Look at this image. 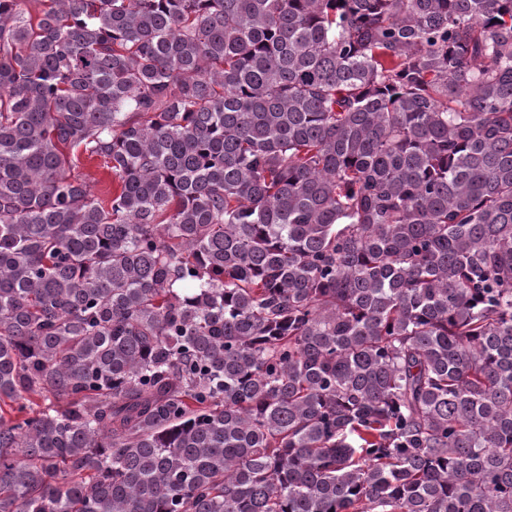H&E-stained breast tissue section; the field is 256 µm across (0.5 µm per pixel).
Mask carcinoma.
Wrapping results in <instances>:
<instances>
[{
	"mask_svg": "<svg viewBox=\"0 0 512 512\" xmlns=\"http://www.w3.org/2000/svg\"><path fill=\"white\" fill-rule=\"evenodd\" d=\"M28 2L0 512H512V0ZM78 172L87 182L91 192L107 206L112 195V179L97 162H82Z\"/></svg>",
	"mask_w": 512,
	"mask_h": 512,
	"instance_id": "1",
	"label": "carcinoma"
}]
</instances>
